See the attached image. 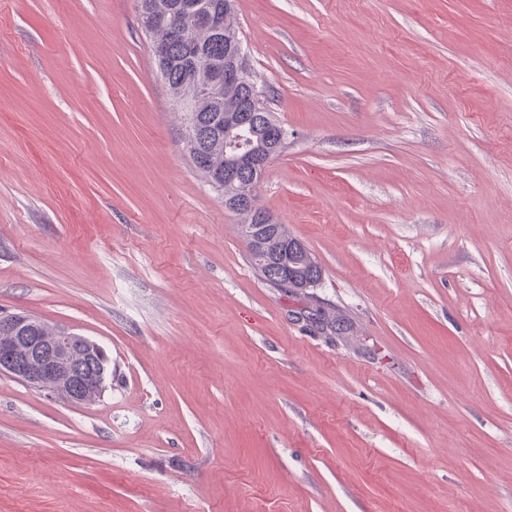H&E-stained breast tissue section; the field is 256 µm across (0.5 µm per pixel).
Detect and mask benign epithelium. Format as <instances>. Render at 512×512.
Here are the masks:
<instances>
[{"instance_id": "benign-epithelium-1", "label": "benign epithelium", "mask_w": 512, "mask_h": 512, "mask_svg": "<svg viewBox=\"0 0 512 512\" xmlns=\"http://www.w3.org/2000/svg\"><path fill=\"white\" fill-rule=\"evenodd\" d=\"M180 20L193 28L222 32V18L202 0L185 3ZM244 67L241 44L229 43L224 54V70L213 73L209 80L208 91L212 97L220 100L224 87L239 85ZM263 96L264 92L254 84L249 96L252 106L224 114V151L230 153V162L224 165V207L248 215L254 224H275L277 220L273 215L260 209L250 197L234 191L242 176L251 173L256 179L261 177L288 142V131L281 125L268 124L258 128L255 112ZM248 238L254 250L268 260L269 275L279 282V286H293L296 274L269 261L270 257L277 256L272 241L256 237L251 229ZM0 331L8 333L5 341H0V375L72 405L89 404L85 396L89 389L100 397L108 388L112 363L99 342L62 325L47 331L43 320L25 313L0 316Z\"/></svg>"}]
</instances>
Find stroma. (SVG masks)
Instances as JSON below:
<instances>
[{"mask_svg": "<svg viewBox=\"0 0 512 512\" xmlns=\"http://www.w3.org/2000/svg\"><path fill=\"white\" fill-rule=\"evenodd\" d=\"M235 5L309 298L191 164L137 0H0V315L113 370L0 376V512H512V0ZM253 230H254V228L252 226L248 230V233H249L248 238L250 241H252V244L248 240H246V241L248 244V248L250 251V255H251L254 267L258 270L260 275L267 282L273 284V281L270 278H268L266 275V268L262 267V265L260 264V260H258L256 258V256L253 254V248L263 259H268L269 275L273 279H276L279 282V286L283 287V288H288V287L293 286V283H295V281H296V274L294 272L292 274H288V270H283L278 265L271 262L269 259L270 257H276L277 254L280 253V251L282 252V254H284L285 252L290 253L291 249L293 248L297 252L298 251L303 252V254H304L303 261L306 262L307 265L316 264V262L314 261L312 256L305 252V250L303 248V244L298 239L294 238V241H292V244H290V245H289V243L287 245H285L284 247L282 245H280V247L275 252L271 253V251L274 249V247L271 246L273 240L262 241L263 239L257 238L254 235ZM252 245H253V247H252ZM0 375L45 391L72 405L91 404L85 393L92 389L99 399L112 380V363L106 349L96 340L73 329L54 325L44 336L45 322L38 317L15 313L0 316ZM2 337L5 341L1 342ZM79 355L81 361H76Z\"/></svg>", "mask_w": 512, "mask_h": 512, "instance_id": "1", "label": "stroma"}]
</instances>
